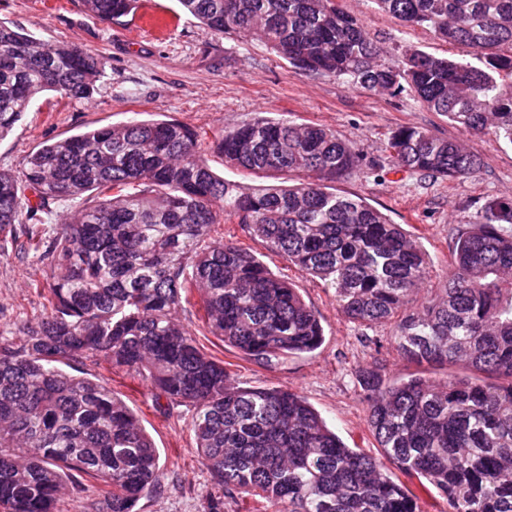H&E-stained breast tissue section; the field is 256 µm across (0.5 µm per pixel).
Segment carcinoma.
Segmentation results:
<instances>
[{
  "label": "carcinoma",
  "instance_id": "obj_1",
  "mask_svg": "<svg viewBox=\"0 0 512 512\" xmlns=\"http://www.w3.org/2000/svg\"><path fill=\"white\" fill-rule=\"evenodd\" d=\"M219 33L259 41L291 67L378 92L409 88L468 133L512 145V0H374L407 27L473 50L462 62L406 47L395 63L336 0H178ZM121 25L139 0H81ZM106 61L49 46L0 24V139L47 92L89 100ZM204 133L173 119L112 123L55 141L0 170V239L25 222L39 254L43 312L0 338V512H59L69 478L86 512H139L161 492L159 452L136 414L90 373L104 361L192 408L202 462L227 494L254 493L269 512H422V495L448 512H512V197H486L453 244V274L436 299L410 307L429 274L421 242L365 199L332 183L361 154L330 130L256 116L214 134L224 165L297 184L244 186L213 172ZM400 171L464 179L476 156L453 140L403 126L388 139ZM71 205L61 224L45 216ZM243 224L300 272L335 290L354 323L393 318L392 347L417 367L465 363L470 373L389 380L378 366L356 379L367 420L395 482L348 447L307 399L280 387H242L178 321L196 291L210 333L250 360L315 352L324 328L288 280L218 234Z\"/></svg>",
  "mask_w": 512,
  "mask_h": 512
}]
</instances>
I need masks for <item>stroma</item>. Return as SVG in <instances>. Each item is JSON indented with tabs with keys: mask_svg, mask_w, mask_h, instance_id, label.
I'll return each instance as SVG.
<instances>
[{
	"mask_svg": "<svg viewBox=\"0 0 512 512\" xmlns=\"http://www.w3.org/2000/svg\"><path fill=\"white\" fill-rule=\"evenodd\" d=\"M338 3L360 19L387 61L397 60L410 44L438 56L470 57L466 47L446 44L430 30L404 26L379 10L374 0ZM0 23L108 60L107 75L93 100L71 101L53 92L38 98L14 132L0 140V169L19 168L23 157L44 141L133 118L167 117L211 135L258 112H289L299 122L330 129L360 150L361 166L338 180L336 191L365 198L419 238L431 260L421 290L432 294L448 281L453 242L474 221L478 201L512 196V147L493 135L464 132L407 89L384 95L329 75L294 69L258 41L212 31L183 15L176 0H149L123 26L91 18L80 0H0ZM401 126L424 127L459 142L479 159V171L448 181L396 170L388 137ZM224 232L299 289L321 317L324 342L314 353L262 364L245 359L209 332L196 294H188L178 314L180 321L235 379L300 393L347 445L381 457L356 374L375 362L390 378L412 372V365L403 362L390 345L394 322L368 331L382 340L381 352L364 347L360 337L366 331L342 314L333 289L302 275L252 238L245 226L228 224ZM44 277L38 255L20 251L11 241L0 242V335L9 336L16 324L41 315V300L32 284ZM72 369L93 374L111 388L136 413L159 450L162 492L142 499V512H203L211 495L222 497L224 512H261L262 501L225 495L201 464L189 407L173 404L160 411L149 383L104 363L87 360L73 364Z\"/></svg>",
	"mask_w": 512,
	"mask_h": 512,
	"instance_id": "obj_1",
	"label": "stroma"
}]
</instances>
